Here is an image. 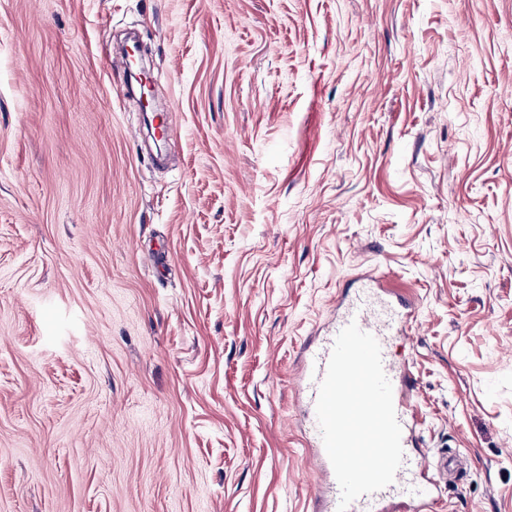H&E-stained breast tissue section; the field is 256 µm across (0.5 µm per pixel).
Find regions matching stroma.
<instances>
[{"label": "stroma", "mask_w": 512, "mask_h": 512, "mask_svg": "<svg viewBox=\"0 0 512 512\" xmlns=\"http://www.w3.org/2000/svg\"><path fill=\"white\" fill-rule=\"evenodd\" d=\"M372 279L435 512H512V0H0V512H317L302 348Z\"/></svg>", "instance_id": "1"}]
</instances>
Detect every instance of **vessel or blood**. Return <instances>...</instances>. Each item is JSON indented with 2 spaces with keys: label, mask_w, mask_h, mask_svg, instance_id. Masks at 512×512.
Segmentation results:
<instances>
[{
  "label": "vessel or blood",
  "mask_w": 512,
  "mask_h": 512,
  "mask_svg": "<svg viewBox=\"0 0 512 512\" xmlns=\"http://www.w3.org/2000/svg\"><path fill=\"white\" fill-rule=\"evenodd\" d=\"M378 341L383 370L392 385L393 404L401 427L403 459L393 482L352 501L347 512H431L439 499L440 483L455 480L461 471L455 453L438 456L435 464L415 453L416 441L410 416V399L416 390L412 376L398 364L392 353V341L403 335L404 315L377 289L365 288L343 302L330 330L303 349L304 366L300 376L301 397L305 412L303 430L305 447L323 476L315 494L320 512H338L341 491L322 439L316 401L337 335L349 324Z\"/></svg>",
  "instance_id": "b4317fda"
}]
</instances>
